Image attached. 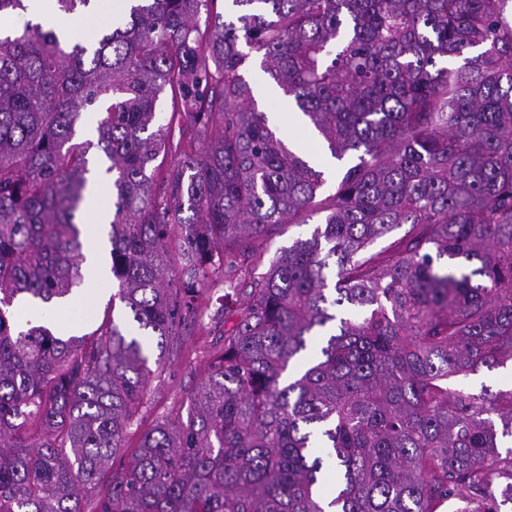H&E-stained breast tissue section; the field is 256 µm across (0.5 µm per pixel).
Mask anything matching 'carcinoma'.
<instances>
[{
  "mask_svg": "<svg viewBox=\"0 0 512 512\" xmlns=\"http://www.w3.org/2000/svg\"><path fill=\"white\" fill-rule=\"evenodd\" d=\"M217 2L125 0L88 42L67 20L96 0H0V512L103 480L95 512H500L512 389L450 383L512 362V0ZM254 57L342 167L257 110ZM94 149L126 312L65 336L21 312L83 280ZM220 275L245 299L187 420L124 455ZM298 228L295 227H283L281 234L270 239L263 241L264 259L263 265L260 267L261 272L267 265L268 260L274 255V253L281 247L288 246L292 240L297 236Z\"/></svg>",
  "mask_w": 512,
  "mask_h": 512,
  "instance_id": "1",
  "label": "carcinoma"
}]
</instances>
